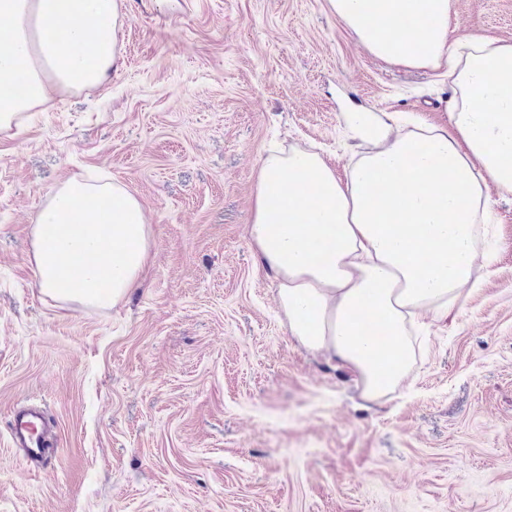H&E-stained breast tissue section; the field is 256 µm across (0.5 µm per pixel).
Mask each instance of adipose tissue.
<instances>
[{"mask_svg": "<svg viewBox=\"0 0 512 512\" xmlns=\"http://www.w3.org/2000/svg\"><path fill=\"white\" fill-rule=\"evenodd\" d=\"M373 56L445 70L449 123L391 133L352 115L376 150L346 180L316 152L261 164L248 235L278 280L291 336L351 370L367 399L387 397L416 360L420 317L447 320L477 285L485 182L512 192V42L450 40L453 0H329ZM120 0H0V133L54 91L99 85L115 67ZM24 80L23 96L5 88ZM32 260L41 290L93 307L119 304L150 258L140 200L121 185L67 179L42 206ZM55 226L44 235V226ZM87 258L72 273L70 257ZM381 321L377 343L368 329Z\"/></svg>", "mask_w": 512, "mask_h": 512, "instance_id": "adipose-tissue-1", "label": "adipose tissue"}]
</instances>
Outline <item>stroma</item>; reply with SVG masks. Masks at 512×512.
I'll return each instance as SVG.
<instances>
[{
	"label": "stroma",
	"instance_id": "obj_1",
	"mask_svg": "<svg viewBox=\"0 0 512 512\" xmlns=\"http://www.w3.org/2000/svg\"><path fill=\"white\" fill-rule=\"evenodd\" d=\"M118 61L0 136V512H512V194L487 185V261L425 321L390 396L302 347L247 226L271 150L337 177L349 115L442 126L448 79L385 63L329 0H122ZM450 38L512 41V0H454ZM137 196L151 261L117 306L44 294L29 256L73 174ZM57 438L44 467L11 410ZM9 429L14 445L24 451L28 460L42 463L48 459L54 439L52 427L42 409L14 411L10 416Z\"/></svg>",
	"mask_w": 512,
	"mask_h": 512
}]
</instances>
